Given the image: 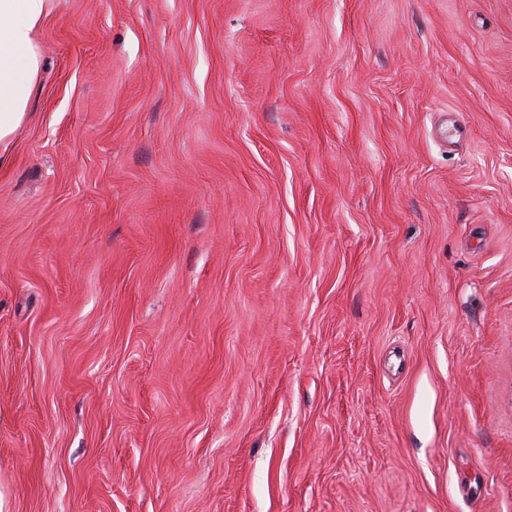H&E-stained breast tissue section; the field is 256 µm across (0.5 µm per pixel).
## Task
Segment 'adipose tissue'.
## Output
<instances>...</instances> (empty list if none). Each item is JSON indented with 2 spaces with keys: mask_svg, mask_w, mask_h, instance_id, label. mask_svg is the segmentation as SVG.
I'll return each instance as SVG.
<instances>
[{
  "mask_svg": "<svg viewBox=\"0 0 512 512\" xmlns=\"http://www.w3.org/2000/svg\"><path fill=\"white\" fill-rule=\"evenodd\" d=\"M56 7V0H0V164L27 116L41 68L34 34Z\"/></svg>",
  "mask_w": 512,
  "mask_h": 512,
  "instance_id": "ef3b65f1",
  "label": "adipose tissue"
}]
</instances>
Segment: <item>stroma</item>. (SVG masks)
<instances>
[{
  "mask_svg": "<svg viewBox=\"0 0 512 512\" xmlns=\"http://www.w3.org/2000/svg\"><path fill=\"white\" fill-rule=\"evenodd\" d=\"M0 167V512H512V0H59Z\"/></svg>",
  "mask_w": 512,
  "mask_h": 512,
  "instance_id": "obj_1",
  "label": "stroma"
}]
</instances>
